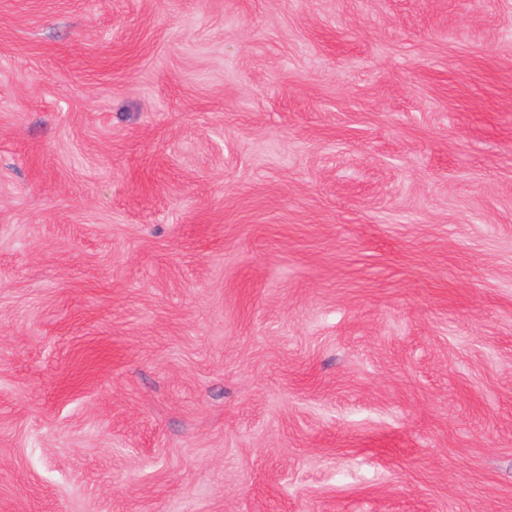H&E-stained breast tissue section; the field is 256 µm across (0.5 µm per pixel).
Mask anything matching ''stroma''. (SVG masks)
<instances>
[{
  "label": "stroma",
  "mask_w": 512,
  "mask_h": 512,
  "mask_svg": "<svg viewBox=\"0 0 512 512\" xmlns=\"http://www.w3.org/2000/svg\"><path fill=\"white\" fill-rule=\"evenodd\" d=\"M0 512H512V0H0Z\"/></svg>",
  "instance_id": "1"
}]
</instances>
